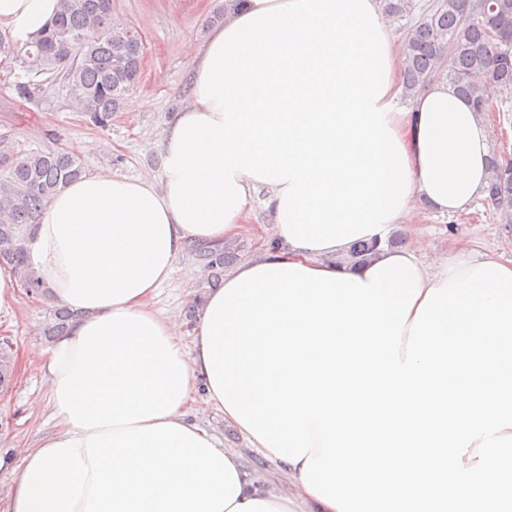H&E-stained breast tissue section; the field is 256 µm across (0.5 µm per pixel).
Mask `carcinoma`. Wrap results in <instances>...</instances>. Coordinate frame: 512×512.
Returning a JSON list of instances; mask_svg holds the SVG:
<instances>
[{
    "label": "carcinoma",
    "mask_w": 512,
    "mask_h": 512,
    "mask_svg": "<svg viewBox=\"0 0 512 512\" xmlns=\"http://www.w3.org/2000/svg\"><path fill=\"white\" fill-rule=\"evenodd\" d=\"M412 0H384L393 19L411 13ZM144 45L139 32L112 18V0H59L55 18L38 38L16 50L28 71L48 73L67 67L69 95L92 123L105 127L141 77ZM446 76L471 100L479 115L491 111L493 95L512 98V0H437L405 33L402 60L404 97L415 96L429 81ZM0 264L14 269L20 287L34 296L46 291L30 262L29 244L47 200L84 173L78 155L64 150H0ZM483 204L512 224V158L492 156ZM378 242H356L347 260L359 263L377 251ZM197 260L216 285L224 272V249L195 248ZM74 314L53 310L43 330L63 335ZM15 373L9 340L0 341V391Z\"/></svg>",
    "instance_id": "carcinoma-1"
}]
</instances>
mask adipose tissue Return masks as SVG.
Listing matches in <instances>:
<instances>
[{
    "label": "adipose tissue",
    "mask_w": 512,
    "mask_h": 512,
    "mask_svg": "<svg viewBox=\"0 0 512 512\" xmlns=\"http://www.w3.org/2000/svg\"><path fill=\"white\" fill-rule=\"evenodd\" d=\"M59 0H0V29L32 41ZM193 93L161 143L160 179L88 173L47 202L31 245L52 299L76 312L42 350L56 429L27 449L7 512H336L281 462L268 492L242 450L190 421L209 379L203 333L151 302L192 244L239 236L262 203L275 248L242 264H299L366 277L394 255L421 291L458 257L421 241L336 262L352 243L411 223L416 197L464 211L487 182V138L445 81L399 105L402 51L380 0H245L194 55Z\"/></svg>",
    "instance_id": "ef3b65f1"
}]
</instances>
